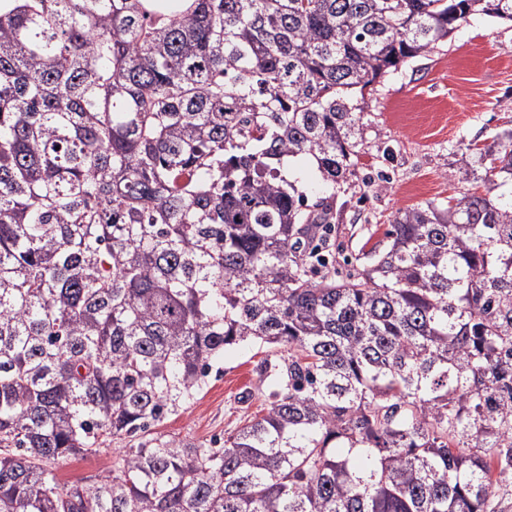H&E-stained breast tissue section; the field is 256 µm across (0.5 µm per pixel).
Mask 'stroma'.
I'll use <instances>...</instances> for the list:
<instances>
[{
    "mask_svg": "<svg viewBox=\"0 0 512 512\" xmlns=\"http://www.w3.org/2000/svg\"><path fill=\"white\" fill-rule=\"evenodd\" d=\"M364 150L358 173L336 188V216L327 225L326 265L312 280L352 271L358 258L383 247L398 210L461 196L470 188L461 173L468 144L491 143L512 128V25L478 17L448 41L390 73L366 96ZM387 171L388 184L365 183L363 174ZM258 348L226 352L211 378L184 411L170 415L155 435L209 445L241 419L263 409L273 388L257 370Z\"/></svg>",
    "mask_w": 512,
    "mask_h": 512,
    "instance_id": "obj_1",
    "label": "stroma"
}]
</instances>
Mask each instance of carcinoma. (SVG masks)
I'll return each instance as SVG.
<instances>
[{
	"instance_id": "carcinoma-1",
	"label": "carcinoma",
	"mask_w": 512,
	"mask_h": 512,
	"mask_svg": "<svg viewBox=\"0 0 512 512\" xmlns=\"http://www.w3.org/2000/svg\"><path fill=\"white\" fill-rule=\"evenodd\" d=\"M478 16L512 0L0 6V512H512V203L409 207L308 270L366 92ZM471 158L512 185V129ZM244 343L265 414L59 482Z\"/></svg>"
}]
</instances>
